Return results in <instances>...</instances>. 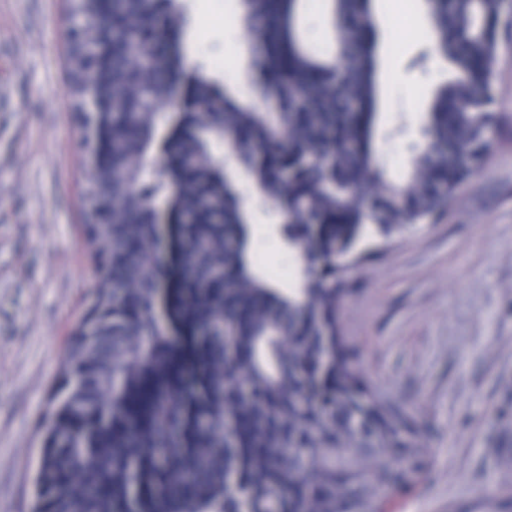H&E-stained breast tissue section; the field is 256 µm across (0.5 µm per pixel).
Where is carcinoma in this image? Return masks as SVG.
<instances>
[{
	"mask_svg": "<svg viewBox=\"0 0 512 512\" xmlns=\"http://www.w3.org/2000/svg\"><path fill=\"white\" fill-rule=\"evenodd\" d=\"M243 2L260 39L235 94L188 69L178 0L77 4L100 16L88 40L112 11V209L86 225L97 282L42 426L34 512H269L274 499L282 512H385L419 478L418 424L342 336L345 259L367 236L387 244L440 219L483 165L512 0H424L453 77L398 177L377 141L373 0ZM302 10L328 15L326 38H303ZM179 94L218 107L182 108ZM158 102L167 110L147 111ZM221 134L223 162L209 148ZM247 195L273 204L287 272L250 251Z\"/></svg>",
	"mask_w": 512,
	"mask_h": 512,
	"instance_id": "1",
	"label": "carcinoma"
}]
</instances>
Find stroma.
<instances>
[{"instance_id":"stroma-1","label":"stroma","mask_w":512,"mask_h":512,"mask_svg":"<svg viewBox=\"0 0 512 512\" xmlns=\"http://www.w3.org/2000/svg\"><path fill=\"white\" fill-rule=\"evenodd\" d=\"M194 68L249 61L240 0H180ZM377 125L403 165L449 73L421 0H374ZM65 0H0V512H30L41 426L94 283L81 207L88 168L69 93ZM495 134L446 215L351 271L342 332L362 374L424 427L420 477L387 512H512V28L494 71Z\"/></svg>"}]
</instances>
